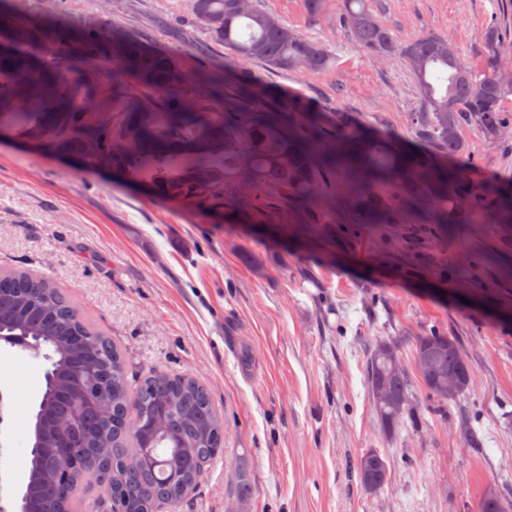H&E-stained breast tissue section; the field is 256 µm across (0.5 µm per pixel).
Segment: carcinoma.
Returning a JSON list of instances; mask_svg holds the SVG:
<instances>
[{"instance_id":"obj_1","label":"carcinoma","mask_w":512,"mask_h":512,"mask_svg":"<svg viewBox=\"0 0 512 512\" xmlns=\"http://www.w3.org/2000/svg\"><path fill=\"white\" fill-rule=\"evenodd\" d=\"M210 47L232 60L272 69L319 72L331 56L323 43L257 9L253 0H190ZM340 19L369 52L401 56L415 76L422 107L415 136L426 147L402 150L394 137L371 138L340 117L325 119L301 98L259 99L258 81L244 72L234 86L241 103L219 112L224 65L183 67L182 55L155 46L150 34L109 29L102 21L62 27L35 21L0 3V37L14 47L0 55V130L35 148L79 156L93 167L123 142L121 174L161 198L229 210L240 224L270 223L280 207L300 214L295 231L324 220L322 193L341 180L358 224H428L442 236L450 224L489 216L512 224V189L477 184L448 165L470 155L465 124L490 141L512 123L503 104L512 81L502 57L512 43L492 22L481 32L483 64L466 66L457 46L434 34L397 41L367 0H341ZM203 97H188L190 82ZM45 345L51 369L35 415L30 468L19 512H82V483L106 488L100 512H160L183 502L205 466L224 453V421L203 383L155 370L129 380L127 357L47 279L0 273V340ZM388 344L392 350L382 348ZM414 367L423 386L457 403L473 372L455 338L433 331L414 339ZM398 344L370 348L366 379L382 430L398 432L414 416V380ZM460 378L452 394L448 374ZM361 486L375 492L388 479L376 451L358 462ZM512 501L485 495L477 512Z\"/></svg>"}]
</instances>
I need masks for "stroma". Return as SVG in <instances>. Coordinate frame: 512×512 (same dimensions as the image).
I'll return each mask as SVG.
<instances>
[{
	"mask_svg": "<svg viewBox=\"0 0 512 512\" xmlns=\"http://www.w3.org/2000/svg\"><path fill=\"white\" fill-rule=\"evenodd\" d=\"M288 27L319 39L334 61L321 72L271 71L239 62L264 93L300 97L381 134L415 142L419 86L405 61L370 53L340 24L332 0L314 20L305 0H254ZM512 0H371L406 42L435 34L482 65L480 32L498 20L512 35ZM36 18L76 25L97 0H20ZM107 22L150 28L196 71L206 39L189 0H120ZM478 182L512 185V144L462 130ZM326 207L331 223L290 234L295 211L275 223H230L223 211L158 198L122 176L0 140V268L54 281L121 346L134 375L190 373L224 417V453L176 512H231L247 462V512H476L490 492L512 497V229L488 217L435 239L423 224H356ZM456 337L474 381L460 404L416 387V425L382 431L365 365L376 340L398 343L412 368L414 338ZM50 363L0 340V495L19 502L28 477L34 416ZM469 425L473 440L460 427ZM379 451L388 480L365 491L357 463Z\"/></svg>",
	"mask_w": 512,
	"mask_h": 512,
	"instance_id": "1",
	"label": "stroma"
}]
</instances>
